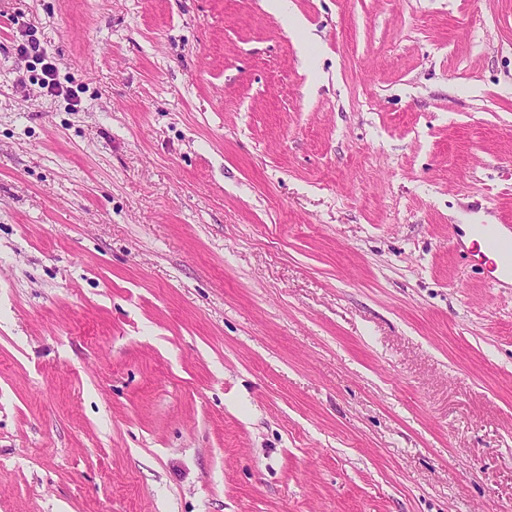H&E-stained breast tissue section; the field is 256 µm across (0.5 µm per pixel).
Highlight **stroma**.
Here are the masks:
<instances>
[{"mask_svg":"<svg viewBox=\"0 0 512 512\" xmlns=\"http://www.w3.org/2000/svg\"><path fill=\"white\" fill-rule=\"evenodd\" d=\"M284 9L0 0V512H512V0ZM505 228L508 233L502 231ZM474 233L485 243L486 247L496 253L503 262L501 270L496 274L498 267L495 263L488 265L486 256L479 250H473V246L467 248L466 252L470 258L480 260L481 265L485 266L487 278L499 288H508L512 286V225L511 224H477L473 227ZM507 279L508 281L504 280ZM510 281V283H509Z\"/></svg>","mask_w":512,"mask_h":512,"instance_id":"stroma-1","label":"stroma"}]
</instances>
